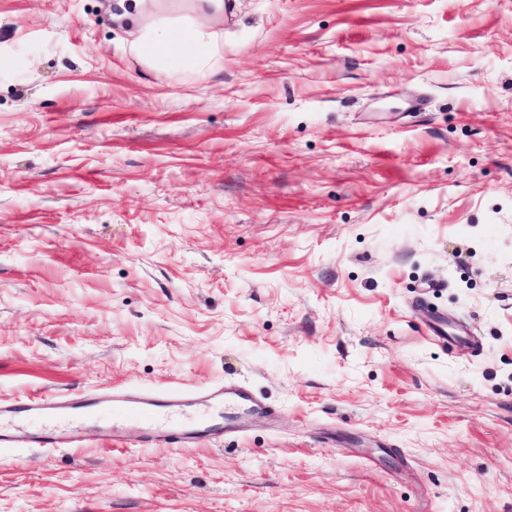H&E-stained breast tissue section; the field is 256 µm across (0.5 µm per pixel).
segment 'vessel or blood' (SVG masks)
Here are the masks:
<instances>
[{"label": "vessel or blood", "instance_id": "1", "mask_svg": "<svg viewBox=\"0 0 512 512\" xmlns=\"http://www.w3.org/2000/svg\"><path fill=\"white\" fill-rule=\"evenodd\" d=\"M194 406L186 415L185 406ZM108 414L112 424L100 432L102 441L130 448L163 442L176 448L199 439L216 440L240 432L251 417L273 416V408L247 386L224 382L191 393L175 389L115 388L102 393L33 396L23 403H0V454L19 445L32 448H76L77 429L54 426L57 418L92 419Z\"/></svg>", "mask_w": 512, "mask_h": 512}]
</instances>
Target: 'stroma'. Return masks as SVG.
<instances>
[{
    "label": "stroma",
    "instance_id": "obj_1",
    "mask_svg": "<svg viewBox=\"0 0 512 512\" xmlns=\"http://www.w3.org/2000/svg\"><path fill=\"white\" fill-rule=\"evenodd\" d=\"M233 2L204 62L120 0H0V401L276 409L15 449L0 512H512V0ZM136 51L143 56H177L185 50L206 57L211 48L201 25L177 28L163 23L140 30L134 41ZM23 403H0V454L25 444L32 448H78L76 428L48 427L46 419H92L112 414V427L100 431V440L113 447L130 448L164 442L175 448L191 447L201 438L211 441L241 431L251 417H271L275 410L247 386L224 382L189 394L175 389L114 388L102 393L33 396ZM191 404L195 414L183 407ZM38 420L41 428L22 431L15 421ZM7 423L8 425H4Z\"/></svg>",
    "mask_w": 512,
    "mask_h": 512
}]
</instances>
